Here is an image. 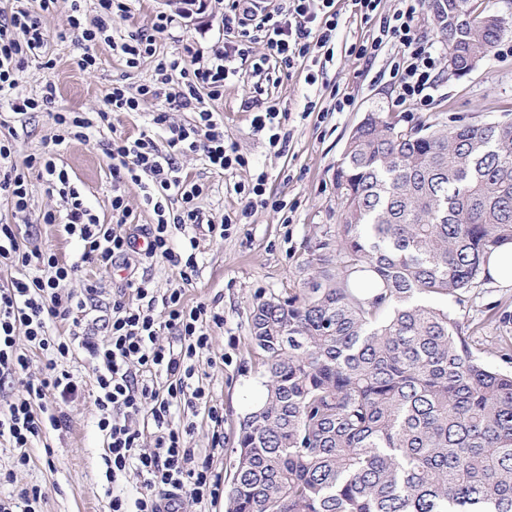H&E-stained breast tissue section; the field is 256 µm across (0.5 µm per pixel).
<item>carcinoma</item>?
Instances as JSON below:
<instances>
[{
  "mask_svg": "<svg viewBox=\"0 0 512 512\" xmlns=\"http://www.w3.org/2000/svg\"><path fill=\"white\" fill-rule=\"evenodd\" d=\"M425 7L459 75L507 31L475 0ZM336 188L333 253L252 306L266 394L239 422L225 512H512V372L483 360L512 364V313L490 305L463 327L423 301L466 291L512 242V123L405 128L371 112Z\"/></svg>",
  "mask_w": 512,
  "mask_h": 512,
  "instance_id": "cac0c4a2",
  "label": "carcinoma"
}]
</instances>
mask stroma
<instances>
[{
	"instance_id": "stroma-1",
	"label": "stroma",
	"mask_w": 512,
	"mask_h": 512,
	"mask_svg": "<svg viewBox=\"0 0 512 512\" xmlns=\"http://www.w3.org/2000/svg\"><path fill=\"white\" fill-rule=\"evenodd\" d=\"M227 0H206L203 13L196 20L177 18L168 32L157 41L158 54L169 55L182 42H191L200 61H209L214 52L224 48V8ZM129 16L112 18V34L120 37L139 30L151 31L158 13L168 12L165 0H131ZM339 27L333 37L334 57L325 66L275 71L273 80L255 75L248 61H236L237 76L227 81L224 93L216 100H205L208 109L218 113L226 142L234 144L246 156V167L220 173L207 165L202 153L176 155L181 175L204 184L207 192L199 201L204 224L172 234L175 251L197 241L198 269L186 290L188 303L203 302L224 317L221 325L210 328L211 363L203 364L198 377L214 404L224 409V445L213 448V424L204 405L177 412L175 420L191 425L185 445L211 454L215 473L226 475L229 450L233 446L240 419L262 399L265 388L258 365L248 355L249 314L257 298L272 294L288 295L305 277L304 263L311 251L322 243H334L341 200L336 190V166L348 138L371 112L397 113L402 124H411L413 115L394 106L395 94L390 82L391 50H383L375 59L350 55L348 47L356 39L371 35L370 25L362 21L351 0H338ZM70 0H56L53 10L43 19L46 44L39 59L25 62L14 77L20 95L41 98L46 83H53L56 93L52 103L21 116L14 114L11 103L0 100V138L10 139L16 160L28 156L52 159L57 168L66 170L87 208L100 223L114 224L118 233H141L144 225L154 223L155 215L143 200L139 188L129 184L121 193L128 209L126 223L115 224L112 214V173L110 161L102 150L113 135L151 136L165 145L168 129L155 127L153 111L164 108L168 86L139 112H115L111 127H95L86 142L56 143L58 127L54 116L59 112H79L92 118L104 109L113 84L130 89L154 83V59L139 67H127L124 59L103 42L80 48L68 37ZM498 53L482 61L470 73L458 76L441 67L434 91V101L426 117L432 123L512 121V30L500 43ZM97 59L94 71L77 66L82 51ZM51 68H44V61ZM316 83H308V74ZM262 89L265 101L274 102L283 114L281 127L288 132L286 149L270 142V131H255L252 113L245 105L255 89ZM351 95L354 104L342 112L328 111L330 92ZM317 111H308V103ZM165 109V108H164ZM266 172L269 199L283 203L282 211L255 208L242 217L246 203L236 186H249L257 172ZM29 210L14 213L10 203L0 197V224L13 225L21 250L53 254L62 262L77 260L83 250L81 241L67 235L63 225L43 223L44 212L62 215L66 205L55 191H49L45 178L37 170L28 176ZM228 223L223 237L212 236L209 224ZM145 274L152 280L156 294L162 295L176 283V274L168 264L146 261L128 271L114 266L103 271L84 266L75 277L61 284L63 292L82 294L86 285L96 292L87 310L94 319L92 331L106 340L105 319L112 316V298L126 285L129 274ZM498 303L512 312V286H503L489 276H481L460 298L442 297L437 306L448 309L461 323L479 320L487 305ZM69 371L80 391L64 404L65 421L59 429L48 430L36 438L29 450L28 466L15 464L14 451L7 440L0 439V473H12L11 482L0 484L7 494L26 487L41 492L42 512H108L113 493L135 495L140 480L129 475L113 485L107 483L103 457L106 445L97 427L99 411L95 403L96 387L92 371L82 356L74 355L58 362Z\"/></svg>"
}]
</instances>
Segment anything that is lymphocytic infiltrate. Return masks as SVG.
Here are the masks:
<instances>
[{"label": "lymphocytic infiltrate", "mask_w": 512, "mask_h": 512, "mask_svg": "<svg viewBox=\"0 0 512 512\" xmlns=\"http://www.w3.org/2000/svg\"><path fill=\"white\" fill-rule=\"evenodd\" d=\"M55 0H38V11L18 9L0 20V96L15 88L14 73L25 59L34 56L45 43L41 14L49 12ZM82 0H71L70 32L77 43L111 42L112 16L126 15L128 0H96L97 20L93 27L82 23ZM365 21L375 23L374 36L352 44V55L372 59L384 47H391L390 76L396 88L397 104L413 111L429 110L433 101L435 71L440 54L433 42L420 31L419 19L424 0H398L393 12L379 14L380 0H354ZM172 16L157 14L152 33L134 32L119 45L128 67L143 59L157 57L156 37L171 28ZM339 25L335 0H284L274 14L261 15L251 0H229L224 10V30L231 38L224 50L207 64L185 67L183 59L195 58L190 44H183L179 56L157 57L158 84L177 83L167 100L176 110H193L198 123L190 128L170 130L167 151H160L149 137L134 140L115 137L104 146L111 161L112 184L138 186L147 204L152 205L156 222L146 228L149 239L145 256L176 268L179 285L163 297H156L147 277L129 279V295L112 299L109 336L98 340L82 331L80 316L85 313L92 293H62L61 281L74 276L82 264L110 269L118 260L135 254L134 234L116 233L109 224L99 223L85 207L77 189L71 188L66 171L45 161L44 171L50 187L58 188L68 204L64 229L83 244L78 261L59 263L56 257L44 261L42 274L21 275L0 289V385L16 381L21 396L0 404V437L8 438L16 453V463L28 465L27 453L33 440L45 427L61 426L64 415L49 411L48 401L64 402L74 396L78 386L69 373L58 370L56 356L82 354L88 361L96 383L95 402L99 410L98 429L106 442L107 471L112 479L135 472L141 482L136 496L113 495L109 512H184V494L194 503L215 499L220 478L208 459H196L193 449L184 445V430L175 421L176 410L186 398L204 400L206 392L194 383L204 356L210 350L211 325L223 324L220 313L199 303L188 304L185 287L198 265L195 255L176 254L171 245L173 230L203 222L199 199L202 184L177 176L174 156L203 152L208 164L219 171L248 166L249 161L234 145L226 144L217 130L213 112L200 106L202 97L218 99L226 81L235 76V59L251 57V46L264 42L266 54L252 57L256 74L269 73L271 64L285 69L319 58H332V38ZM37 160L24 163L12 158L11 144L0 142V196L17 211L28 207L26 172ZM179 202L170 210V202ZM163 306L165 321L154 317L156 306ZM69 324L65 336H50V324ZM170 331L176 346L160 343L161 331ZM47 360L40 376L29 368L37 354ZM165 384H157V376ZM156 430L155 445L141 444L140 424Z\"/></svg>", "instance_id": "1"}]
</instances>
